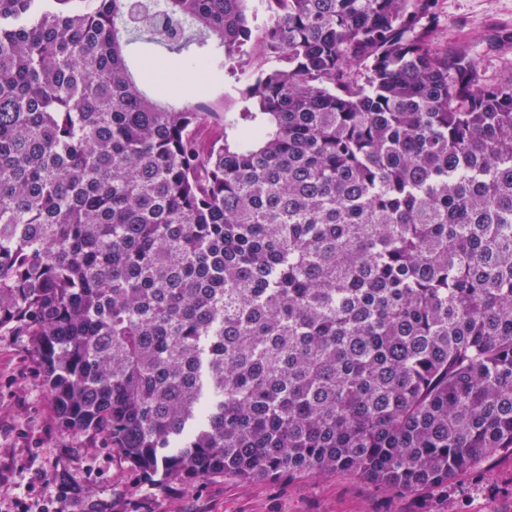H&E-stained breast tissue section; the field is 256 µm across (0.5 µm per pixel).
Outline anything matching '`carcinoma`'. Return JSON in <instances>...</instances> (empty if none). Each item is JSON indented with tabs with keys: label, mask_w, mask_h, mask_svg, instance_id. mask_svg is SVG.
I'll return each instance as SVG.
<instances>
[{
	"label": "carcinoma",
	"mask_w": 512,
	"mask_h": 512,
	"mask_svg": "<svg viewBox=\"0 0 512 512\" xmlns=\"http://www.w3.org/2000/svg\"><path fill=\"white\" fill-rule=\"evenodd\" d=\"M0 0V334L160 485L448 491L512 454V79L432 0ZM201 52L147 95L123 35ZM254 78L219 115L185 73ZM216 127L204 144L198 130Z\"/></svg>",
	"instance_id": "carcinoma-1"
}]
</instances>
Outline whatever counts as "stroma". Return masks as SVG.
<instances>
[{
	"label": "stroma",
	"mask_w": 512,
	"mask_h": 512,
	"mask_svg": "<svg viewBox=\"0 0 512 512\" xmlns=\"http://www.w3.org/2000/svg\"><path fill=\"white\" fill-rule=\"evenodd\" d=\"M427 38L476 53L487 81L512 76V0H435ZM125 52L154 73L147 90L163 99V76L181 56L132 35ZM251 71L247 63L233 77L210 71L188 98L223 108ZM0 512H512V455L490 459L446 495L387 493L339 472L252 483L217 474L161 486L100 439L63 431L28 338L0 335Z\"/></svg>",
	"instance_id": "35a3bbf8"
}]
</instances>
